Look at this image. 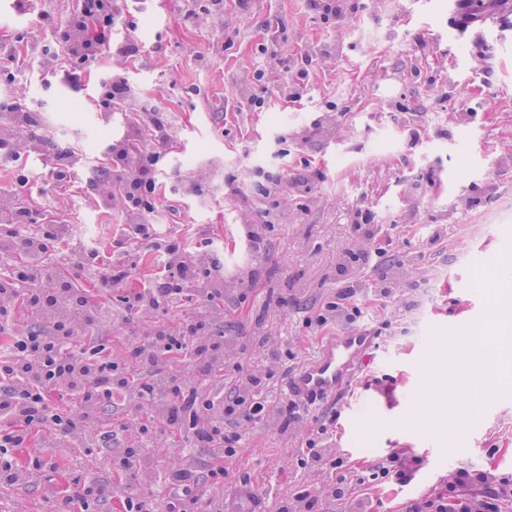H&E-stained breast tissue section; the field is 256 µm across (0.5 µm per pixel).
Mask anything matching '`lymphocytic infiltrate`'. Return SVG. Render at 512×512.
<instances>
[{
	"label": "lymphocytic infiltrate",
	"mask_w": 512,
	"mask_h": 512,
	"mask_svg": "<svg viewBox=\"0 0 512 512\" xmlns=\"http://www.w3.org/2000/svg\"><path fill=\"white\" fill-rule=\"evenodd\" d=\"M39 20L53 26L55 37L64 55L61 66L54 68L73 86L91 77L105 53L128 59L136 56L139 47L131 39L115 40V11L112 0H79L75 10L62 22H55L47 11H39ZM98 103L101 108L124 102L127 110L144 119L143 128L135 129L132 149L112 152V164L103 176L91 181L96 197L109 199L125 217L134 238L149 240L154 227L142 223L144 214L154 212L161 201L157 193L156 172L161 147L173 138V124L168 112L149 98L138 95L120 72L99 79ZM8 225L0 230V239L16 237L21 252L27 254L24 267L10 265L0 282L10 286L28 305L53 313L73 311L80 307L82 288L78 273L86 262L75 257L74 272L60 276L43 262L56 234L52 225L42 221L35 209L20 206L8 214ZM26 227V235H18L17 227ZM161 264L148 287L127 291L123 285L132 268L124 263L97 260V280L121 289L122 312L149 313L158 317L169 315L187 297L192 287L215 280L208 264L186 259L180 238L171 237L159 246ZM118 311L111 305L99 304L92 315H80L82 334L67 335L58 322L42 321L26 327L18 326L12 306L0 305V483L16 485L26 481L31 471L45 468L47 458L42 448H33L31 432L44 430V445L65 448L81 436L98 432L104 448H111L113 433L104 423V413L113 403L130 398L138 401L164 399L166 414L161 426L150 427L138 422L124 425L123 466L120 483L124 488V512H152L147 472L139 458L144 444L156 445L169 429L191 432L196 447L207 448L230 457L236 454L241 435L224 427L225 420L255 421L262 419L265 405L254 400L253 390L263 384L262 377L251 375L247 381L250 394L232 392L222 400H214L203 392L202 381L213 374L210 358L223 354L224 342L213 333L212 321L202 316H187L172 325H157L148 341L126 347L121 358H113L97 325L111 323ZM180 355L195 362L198 377L188 380L176 370L165 369L164 359ZM141 370L138 384H131L127 367ZM79 395L96 399L94 414L56 408L54 398ZM34 451L30 469H23L12 455L13 449ZM470 473L459 469L448 482V490L411 506L409 512H497L501 495L512 493V483L486 491L483 498L465 494Z\"/></svg>",
	"instance_id": "obj_1"
}]
</instances>
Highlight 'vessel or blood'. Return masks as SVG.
Masks as SVG:
<instances>
[{
	"instance_id": "vessel-or-blood-1",
	"label": "vessel or blood",
	"mask_w": 512,
	"mask_h": 512,
	"mask_svg": "<svg viewBox=\"0 0 512 512\" xmlns=\"http://www.w3.org/2000/svg\"><path fill=\"white\" fill-rule=\"evenodd\" d=\"M378 346L377 332L362 325L325 343L318 353L290 374V398L316 407L331 403L357 380L361 365Z\"/></svg>"
}]
</instances>
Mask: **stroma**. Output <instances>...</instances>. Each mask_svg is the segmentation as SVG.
I'll return each instance as SVG.
<instances>
[{
    "label": "stroma",
    "mask_w": 512,
    "mask_h": 512,
    "mask_svg": "<svg viewBox=\"0 0 512 512\" xmlns=\"http://www.w3.org/2000/svg\"><path fill=\"white\" fill-rule=\"evenodd\" d=\"M430 10L411 14L409 0L374 6L334 20H320L309 0H254L240 11L224 0L216 14L210 0H119V18H133L138 57L123 65L137 93L170 113L175 137L158 164L164 207L145 214L153 241L129 238L124 217L98 202L89 183L109 163L105 139L127 138L131 116L123 107L103 111L96 79L75 88L47 77L32 45L52 50L54 38L32 10L5 13L0 38L20 54L12 76L0 75V99L39 102L35 148L0 166V187L29 177V206L46 221L70 225L45 261L67 270L74 247L113 259L124 242L136 268L127 288L149 285L159 268L156 243L178 235L187 257L221 255L223 315L214 324L224 339V370L207 382L214 397L229 394L243 375L257 374L263 419L241 422L234 456L215 460L187 434L168 435L151 474L158 502L170 494L169 470L191 466L207 474L224 466L223 486L202 483L199 512H215L241 478H250L265 512H281L302 493L318 496L321 512H406L416 501L444 490L449 475L464 468L484 475L465 492L477 496L512 481V375L490 387L472 383L467 404L454 407L448 427L416 416L429 365L447 357L436 344L454 326L457 341L485 329L497 338L505 303H512V49L487 57L490 30L512 22V0L469 27L454 50L432 34L456 26L458 0H429ZM312 57L300 95L284 88L289 69ZM266 71L263 111L250 110L251 76ZM490 77H483V69ZM69 148L75 164L70 182L44 194L48 153ZM206 170L212 187L198 196L192 178ZM319 172L311 193L296 196L289 183ZM371 224L357 231L356 209ZM385 244L382 257L352 259L364 232ZM264 240L262 252L250 234ZM356 287L352 302L360 323L374 327L379 348L345 397L319 409L292 404L288 376L329 337L350 323L344 315L318 324L326 303ZM389 295H380V288ZM156 319L133 314L112 321L113 355L145 341ZM322 433L324 459L308 462L306 441ZM413 466L404 480H369V469L394 450ZM56 468L38 482L0 486V512H50L46 492L74 497V476L111 486L97 512H122L123 491L94 437L73 448L48 449ZM345 478L349 494L331 489Z\"/></svg>",
    "instance_id": "stroma-1"
}]
</instances>
